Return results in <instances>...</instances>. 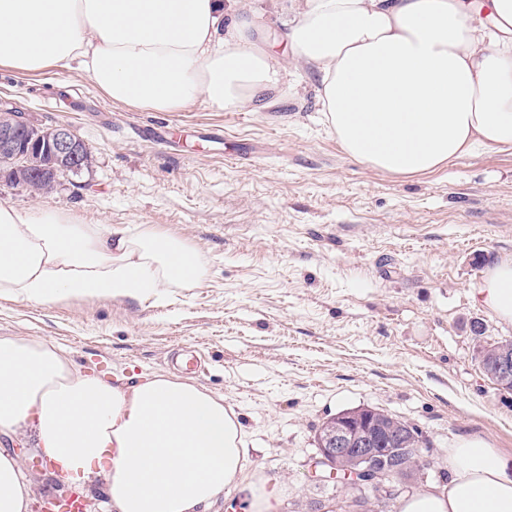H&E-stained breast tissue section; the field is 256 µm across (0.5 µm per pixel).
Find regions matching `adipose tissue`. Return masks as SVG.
Listing matches in <instances>:
<instances>
[{"label":"adipose tissue","instance_id":"ef3b65f1","mask_svg":"<svg viewBox=\"0 0 512 512\" xmlns=\"http://www.w3.org/2000/svg\"><path fill=\"white\" fill-rule=\"evenodd\" d=\"M289 58L316 70L345 154L398 176L476 150L512 149V0H278ZM263 26L224 0H0V68L75 69L113 102L176 112L270 107L289 90ZM204 257L152 226L0 204V293L145 299L201 283ZM476 304L512 325V256L487 265ZM31 433L67 481L99 483L113 512H205L227 490L239 512H278L248 469L237 416L193 378L115 385L54 344L0 336V434ZM448 480L400 512H512V461L478 437L449 449ZM33 488L0 451V512H30Z\"/></svg>","mask_w":512,"mask_h":512}]
</instances>
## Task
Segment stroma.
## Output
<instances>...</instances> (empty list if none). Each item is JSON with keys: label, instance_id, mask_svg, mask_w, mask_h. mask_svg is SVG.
Here are the masks:
<instances>
[{"label": "stroma", "instance_id": "stroma-1", "mask_svg": "<svg viewBox=\"0 0 512 512\" xmlns=\"http://www.w3.org/2000/svg\"><path fill=\"white\" fill-rule=\"evenodd\" d=\"M293 89L263 112L199 103L150 112L113 103L81 72L0 68V103L69 126L91 166L41 195L0 182V203L147 224L205 257L210 275L163 299L0 295V336L46 340L76 367L131 384L174 370L193 349L196 382L237 415L248 463L280 493V512H343L346 494L307 477L315 436L337 413L383 410L422 434L423 485L477 436L512 458V394L476 358L470 331L512 340L471 299L486 265L512 255V150L477 152L397 177L345 155L318 79L288 64ZM34 483L64 495L38 449L0 437Z\"/></svg>", "mask_w": 512, "mask_h": 512}]
</instances>
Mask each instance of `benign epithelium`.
<instances>
[{
	"mask_svg": "<svg viewBox=\"0 0 512 512\" xmlns=\"http://www.w3.org/2000/svg\"><path fill=\"white\" fill-rule=\"evenodd\" d=\"M87 151L69 127L56 125L41 132L22 113L0 107V158L12 164L11 172L25 185H37L43 194L53 191L59 171L82 172ZM490 365L498 379L512 380V346L494 345ZM350 422L349 417L335 416L321 428L310 477L325 483L342 473L354 486H382L390 495L397 493L395 486L384 484L388 465L398 459L396 427L373 423L363 429Z\"/></svg>",
	"mask_w": 512,
	"mask_h": 512,
	"instance_id": "7a95c632",
	"label": "benign epithelium"
}]
</instances>
